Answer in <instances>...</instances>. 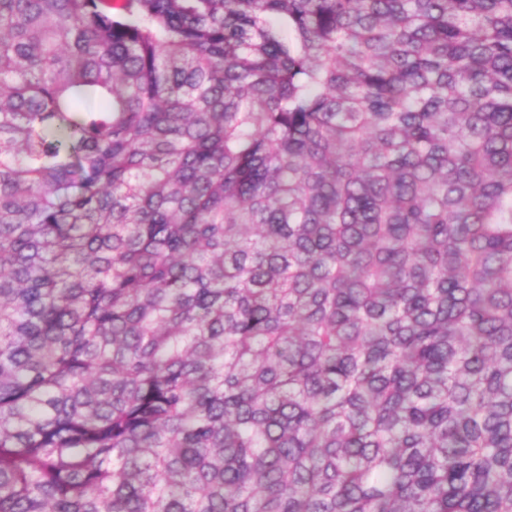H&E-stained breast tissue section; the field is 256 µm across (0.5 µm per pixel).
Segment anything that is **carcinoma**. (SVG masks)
Returning a JSON list of instances; mask_svg holds the SVG:
<instances>
[{"label":"carcinoma","instance_id":"obj_1","mask_svg":"<svg viewBox=\"0 0 512 512\" xmlns=\"http://www.w3.org/2000/svg\"><path fill=\"white\" fill-rule=\"evenodd\" d=\"M0 512H512V0H0Z\"/></svg>","mask_w":512,"mask_h":512}]
</instances>
